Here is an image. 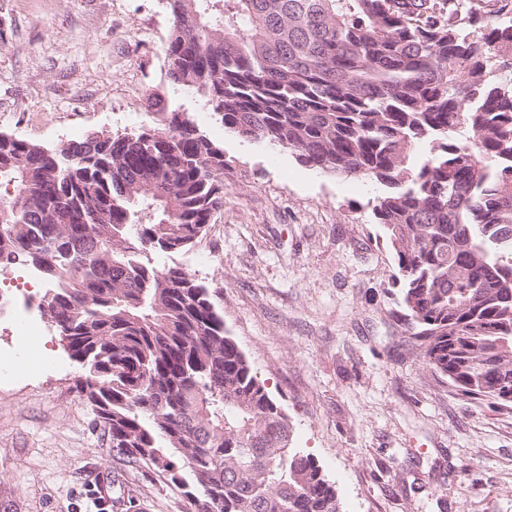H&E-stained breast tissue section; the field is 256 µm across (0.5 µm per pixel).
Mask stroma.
Listing matches in <instances>:
<instances>
[{
  "mask_svg": "<svg viewBox=\"0 0 512 512\" xmlns=\"http://www.w3.org/2000/svg\"><path fill=\"white\" fill-rule=\"evenodd\" d=\"M166 0H0V132L55 148L157 127L165 94L223 146L224 205L159 266L221 288L224 327L287 414L342 512H512V408L463 398L397 321L394 253L363 179L301 166L173 92ZM64 370L0 387V512H190L160 472L118 462Z\"/></svg>",
  "mask_w": 512,
  "mask_h": 512,
  "instance_id": "obj_1",
  "label": "stroma"
}]
</instances>
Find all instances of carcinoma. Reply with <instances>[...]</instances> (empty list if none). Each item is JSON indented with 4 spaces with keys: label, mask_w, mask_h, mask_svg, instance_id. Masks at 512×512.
Instances as JSON below:
<instances>
[{
    "label": "carcinoma",
    "mask_w": 512,
    "mask_h": 512,
    "mask_svg": "<svg viewBox=\"0 0 512 512\" xmlns=\"http://www.w3.org/2000/svg\"><path fill=\"white\" fill-rule=\"evenodd\" d=\"M168 78L224 130L382 187L423 364L465 397L512 390V0H166ZM149 132L57 148L0 134V265L46 315L115 458L192 512H341L224 330L215 291L155 253L224 205V149L160 108ZM420 142L426 153L415 154Z\"/></svg>",
    "instance_id": "carcinoma-1"
}]
</instances>
